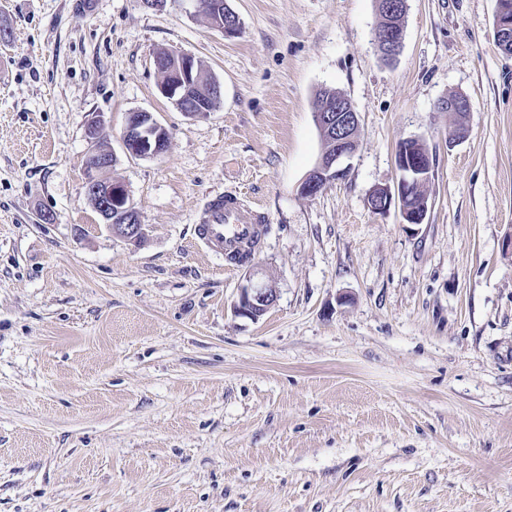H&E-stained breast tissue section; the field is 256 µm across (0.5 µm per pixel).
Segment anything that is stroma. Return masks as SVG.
I'll return each mask as SVG.
<instances>
[{"label": "stroma", "instance_id": "35a3bbf8", "mask_svg": "<svg viewBox=\"0 0 512 512\" xmlns=\"http://www.w3.org/2000/svg\"><path fill=\"white\" fill-rule=\"evenodd\" d=\"M233 37L141 0H0V512H512V56L496 0H408L384 61L375 0H228ZM191 53L206 116L159 91ZM359 114L343 178L300 193L322 88ZM452 95L470 110L442 111ZM170 132L122 142L129 113ZM103 117L97 140L88 124ZM410 138L425 223L375 213ZM145 236L102 224L91 148ZM231 191L263 214L248 264L195 226ZM278 290L235 316L248 270ZM127 152L135 157H158L167 148L170 132L148 112L128 115L122 135Z\"/></svg>", "mask_w": 512, "mask_h": 512}]
</instances>
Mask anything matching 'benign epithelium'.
Returning a JSON list of instances; mask_svg holds the SVG:
<instances>
[{"mask_svg":"<svg viewBox=\"0 0 512 512\" xmlns=\"http://www.w3.org/2000/svg\"><path fill=\"white\" fill-rule=\"evenodd\" d=\"M196 9L202 12L212 27L232 37L241 29L239 16L224 0H191ZM407 0H384L382 4L381 23L376 29L374 41L380 54L386 57L396 56L402 46L404 27L395 25L392 18L404 16ZM495 28L503 50L512 48V2L497 0ZM158 72L174 75V80L160 84L166 97L180 105L185 100L189 89L196 85L197 60L183 51H167L155 57ZM222 86L213 82L208 93L187 114L199 117L211 111L209 101L219 99ZM316 126L330 144L316 166L300 185V193L305 197L317 196L327 185L342 178L345 170L339 162L355 154L359 146V115L351 101L343 94H336L331 106L314 112ZM127 152L135 157H158L167 148L170 132L159 124L148 112H132L128 115L122 135ZM97 165L86 189L95 198V210L103 224L113 235L127 241L138 242L144 235V225L130 199L125 186L117 181L102 180L97 173L112 166V154L95 151L92 153ZM399 179L392 190L381 188L370 197V207L376 213H385L396 207L405 224H422L429 211L428 198L422 192L423 185L429 181L433 164L428 154L417 152L407 145L398 148L395 156ZM124 219V223H114L115 217ZM278 298L277 289L268 283L255 279L251 273L246 283L240 288L234 313L238 317L257 320L263 316Z\"/></svg>","mask_w":512,"mask_h":512,"instance_id":"7a95c632","label":"benign epithelium"}]
</instances>
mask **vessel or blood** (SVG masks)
I'll return each mask as SVG.
<instances>
[{
    "mask_svg": "<svg viewBox=\"0 0 512 512\" xmlns=\"http://www.w3.org/2000/svg\"><path fill=\"white\" fill-rule=\"evenodd\" d=\"M263 221L258 211L228 193L209 204L208 217L199 225L197 236L208 248L232 254L249 245Z\"/></svg>",
    "mask_w": 512,
    "mask_h": 512,
    "instance_id": "1",
    "label": "vessel or blood"
}]
</instances>
